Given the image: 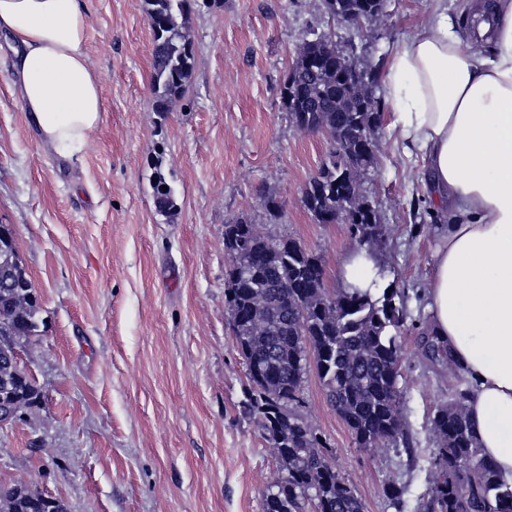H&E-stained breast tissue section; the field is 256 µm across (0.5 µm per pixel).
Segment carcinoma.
<instances>
[{"mask_svg":"<svg viewBox=\"0 0 512 512\" xmlns=\"http://www.w3.org/2000/svg\"><path fill=\"white\" fill-rule=\"evenodd\" d=\"M194 0H144L152 34V107L168 104L186 90L194 66L192 40L181 19ZM380 0H324L326 12L364 15ZM281 103L293 123L306 130L335 128L331 148L317 175L305 186L303 202L314 218L339 217L350 224L361 245L377 230L353 206L359 195L355 174L373 163L367 140L377 124L362 111L327 44L314 41L296 58L281 89ZM163 177L153 185L161 212L173 206ZM224 240L236 245L237 270L226 274L225 300L230 328L248 371V411L273 448L276 475L265 486L263 512H364V503L331 466L325 442L291 406L301 400L303 383L314 369L328 399L359 448L408 443L400 405L403 301L385 288L324 287L321 258L300 240L271 241L254 232L245 218L224 225ZM39 303L14 312L13 289L0 287V359L22 338L39 333ZM469 390H455L433 409L431 431L440 448L432 461L433 486L425 512H461L467 499L472 512H512V485L483 455L468 418ZM41 388L30 380L4 389L0 410L14 402L34 403ZM0 512H69L66 502L32 486H0Z\"/></svg>","mask_w":512,"mask_h":512,"instance_id":"cac0c4a2","label":"carcinoma"}]
</instances>
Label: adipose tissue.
I'll return each mask as SVG.
<instances>
[{
  "label": "adipose tissue",
  "instance_id": "obj_1",
  "mask_svg": "<svg viewBox=\"0 0 512 512\" xmlns=\"http://www.w3.org/2000/svg\"><path fill=\"white\" fill-rule=\"evenodd\" d=\"M448 0L391 54L393 124L421 153L423 182L445 223L427 289L430 333L470 382L469 419L486 456L512 481V0ZM83 0H0L22 110L40 141L81 150L102 118Z\"/></svg>",
  "mask_w": 512,
  "mask_h": 512
}]
</instances>
